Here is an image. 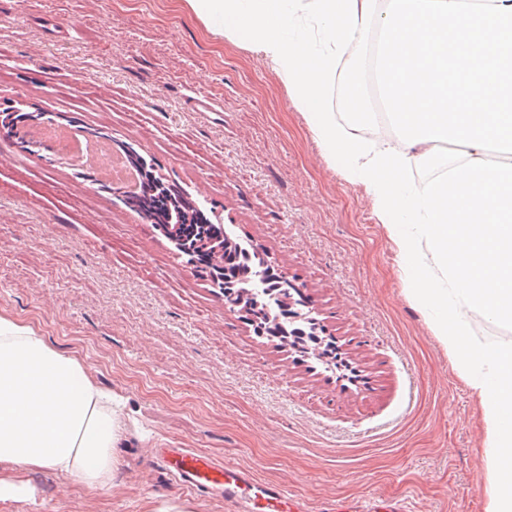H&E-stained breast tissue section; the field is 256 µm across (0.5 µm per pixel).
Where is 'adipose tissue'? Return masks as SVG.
<instances>
[{
    "mask_svg": "<svg viewBox=\"0 0 512 512\" xmlns=\"http://www.w3.org/2000/svg\"><path fill=\"white\" fill-rule=\"evenodd\" d=\"M363 0H186L213 35L270 65L324 158L362 187L399 249L405 293L447 348L480 413L483 512H512V338L474 336L472 313L512 329V163L431 141L408 147L350 129L334 108L339 75L361 38ZM433 171L422 185L412 168ZM121 400L79 357L0 315V463L107 489L121 439Z\"/></svg>",
    "mask_w": 512,
    "mask_h": 512,
    "instance_id": "ef3b65f1",
    "label": "adipose tissue"
}]
</instances>
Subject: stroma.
Wrapping results in <instances>:
<instances>
[{"label":"stroma","instance_id":"stroma-1","mask_svg":"<svg viewBox=\"0 0 512 512\" xmlns=\"http://www.w3.org/2000/svg\"><path fill=\"white\" fill-rule=\"evenodd\" d=\"M1 110L136 152L302 283L364 381L341 389L254 336L122 185L0 130V315L79 356L122 395L126 422L109 489L30 470L33 497L0 512H227L152 463L157 445L246 467L308 512L374 497L481 512L476 402L408 300L362 188L326 161L255 52L213 36L186 0H0Z\"/></svg>","mask_w":512,"mask_h":512}]
</instances>
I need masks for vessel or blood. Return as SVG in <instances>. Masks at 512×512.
<instances>
[{
  "mask_svg": "<svg viewBox=\"0 0 512 512\" xmlns=\"http://www.w3.org/2000/svg\"><path fill=\"white\" fill-rule=\"evenodd\" d=\"M152 458L185 489L223 498L230 512H306L286 489L257 480L244 467L219 465L185 448H157Z\"/></svg>",
  "mask_w": 512,
  "mask_h": 512,
  "instance_id": "1",
  "label": "vessel or blood"
}]
</instances>
